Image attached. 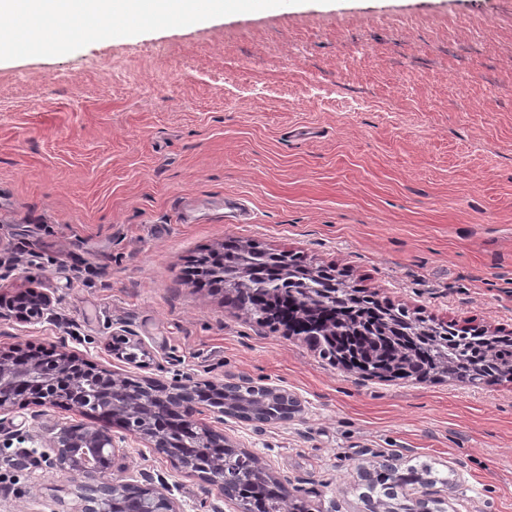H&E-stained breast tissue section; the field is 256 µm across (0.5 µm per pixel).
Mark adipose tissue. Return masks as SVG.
Listing matches in <instances>:
<instances>
[{
    "instance_id": "obj_1",
    "label": "adipose tissue",
    "mask_w": 512,
    "mask_h": 512,
    "mask_svg": "<svg viewBox=\"0 0 512 512\" xmlns=\"http://www.w3.org/2000/svg\"><path fill=\"white\" fill-rule=\"evenodd\" d=\"M138 8L139 0H0V15L16 23L8 38L0 37V46L21 38L40 41L46 29L54 30L60 45L78 30H99L111 16L133 15Z\"/></svg>"
}]
</instances>
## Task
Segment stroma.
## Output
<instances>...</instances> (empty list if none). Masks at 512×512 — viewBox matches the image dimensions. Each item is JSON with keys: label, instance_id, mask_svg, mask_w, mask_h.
Here are the masks:
<instances>
[{"label": "stroma", "instance_id": "obj_1", "mask_svg": "<svg viewBox=\"0 0 512 512\" xmlns=\"http://www.w3.org/2000/svg\"><path fill=\"white\" fill-rule=\"evenodd\" d=\"M333 265L424 319L512 330V0H282L0 50V262L51 288L54 321L0 342L69 349L132 378L276 385L288 422L215 424L309 512H362L358 466L469 479L462 512H512V382L374 378L197 284L221 244ZM141 336L147 368L111 355ZM0 423V467L53 423ZM112 475H163L184 512H234L113 427ZM31 453L0 512L72 499ZM124 330L112 332L109 339V348L113 355L123 359L133 358L128 351V348L135 347L142 349V341L138 336L127 335Z\"/></svg>", "mask_w": 512, "mask_h": 512}]
</instances>
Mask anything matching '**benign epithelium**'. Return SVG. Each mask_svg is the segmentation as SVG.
<instances>
[{
    "label": "benign epithelium",
    "instance_id": "1",
    "mask_svg": "<svg viewBox=\"0 0 512 512\" xmlns=\"http://www.w3.org/2000/svg\"><path fill=\"white\" fill-rule=\"evenodd\" d=\"M6 292L8 289L0 287V321L14 320L30 330H37L52 321L54 296L50 289L29 287L16 304L6 299ZM131 347L142 348V341L121 330L110 336L109 348L113 355L127 359ZM262 389L272 397L283 396L288 400V414L283 420H291L299 413L298 400L287 391L265 385ZM223 393L224 383L192 377L169 384L150 377L130 381L65 347L28 352L15 345H0V417L29 405L57 408L74 414L97 413L108 422L119 423L128 435L154 449L180 472L202 480L207 491L215 490L224 501L235 504L236 498L224 492L220 476L202 475L182 465L179 461L180 445L147 428L141 419V416L154 414L162 408L209 432L212 428L202 422V416L207 412L214 414L220 423L226 416L260 423L276 421L265 413L264 406L225 401L221 398ZM116 452L118 448L113 442L112 431L106 426L56 423L53 436L40 455L50 467L73 479L76 492L71 502L44 503L37 512H98L99 496L108 490L114 495L126 491L137 493L153 503L157 512H182L172 494L165 491L167 485L163 480L156 484L151 476L145 474L131 475L121 483L108 479L97 459H111ZM250 457L254 461L252 479L258 482L274 479L258 454L252 453ZM371 477L369 468H358L360 485L365 488L361 493L365 505L363 512H381L379 502L370 491ZM433 487L434 484L429 482L402 490L393 487L390 498L402 493L414 500L415 512H447L448 495L438 494Z\"/></svg>",
    "mask_w": 512,
    "mask_h": 512
}]
</instances>
